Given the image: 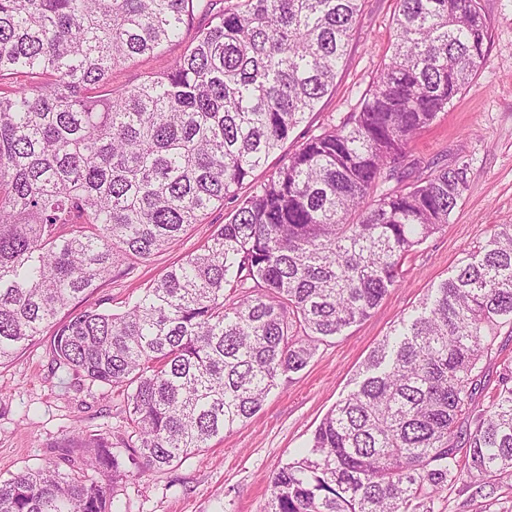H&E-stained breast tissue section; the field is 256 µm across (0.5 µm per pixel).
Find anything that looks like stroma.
<instances>
[{"instance_id":"35a3bbf8","label":"stroma","mask_w":512,"mask_h":512,"mask_svg":"<svg viewBox=\"0 0 512 512\" xmlns=\"http://www.w3.org/2000/svg\"><path fill=\"white\" fill-rule=\"evenodd\" d=\"M491 22L487 60L472 85L411 145L413 159L470 163L469 187L448 224L406 261L404 281L365 320L318 346L301 371L283 375L249 422L163 471H140L126 438L123 394L56 370L49 336L0 363V478L78 458L75 435L114 446L121 477L111 485L120 512H265L274 472L308 445L324 415L363 378L370 352L452 277L496 225L512 224V0H479ZM396 0H364L351 50L331 93L308 114L317 129L354 106L390 54ZM215 210L169 248L110 279L93 302L119 313L129 296L196 251L223 223Z\"/></svg>"}]
</instances>
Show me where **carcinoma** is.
Listing matches in <instances>:
<instances>
[{"label": "carcinoma", "mask_w": 512, "mask_h": 512, "mask_svg": "<svg viewBox=\"0 0 512 512\" xmlns=\"http://www.w3.org/2000/svg\"><path fill=\"white\" fill-rule=\"evenodd\" d=\"M361 2L0 0V362L54 328L56 368L126 392L146 470L246 424L401 285L468 188L469 163L422 167L409 149L486 63L479 0H396L370 87L285 148L332 89ZM173 43L166 70L112 85ZM227 201L206 243L123 312L88 304ZM505 321L511 224L379 343L273 475L265 512H433L458 484L488 512L512 480V365L480 402ZM83 448L80 465L0 480V512H114L86 470L120 463L100 438Z\"/></svg>", "instance_id": "cac0c4a2"}]
</instances>
